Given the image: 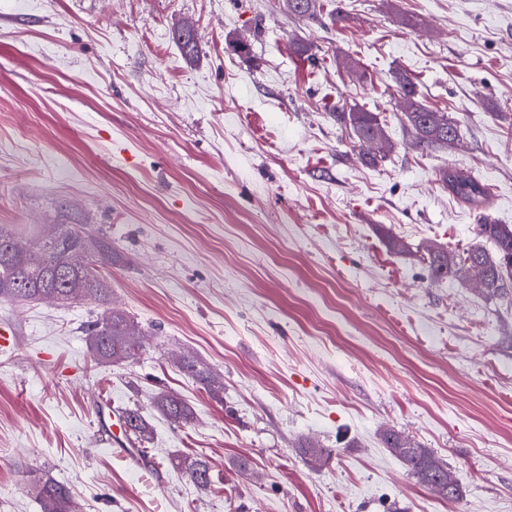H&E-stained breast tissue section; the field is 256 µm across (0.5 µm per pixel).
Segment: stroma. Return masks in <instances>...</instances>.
I'll return each mask as SVG.
<instances>
[{
  "label": "stroma",
  "mask_w": 512,
  "mask_h": 512,
  "mask_svg": "<svg viewBox=\"0 0 512 512\" xmlns=\"http://www.w3.org/2000/svg\"><path fill=\"white\" fill-rule=\"evenodd\" d=\"M322 2L303 21L284 0H0V225L109 236L112 306L146 341L104 362L94 303L0 298V512H42L47 482L76 512H512V295L432 280L426 251L512 224V0ZM239 37L249 55L228 49ZM401 72L459 121L458 147L406 144ZM344 104L384 117L377 165L337 125ZM446 171L488 200L457 197ZM187 351L223 401L181 372ZM163 390L193 422L157 410ZM127 408L151 436L125 454ZM388 430L446 463L460 497L408 475ZM307 440L331 460L311 464ZM195 455L204 489L176 465ZM442 181L456 195L473 204H481L485 201L488 191L486 186L475 176L463 172H444ZM156 407L170 422L187 424L194 419L193 407L178 395L160 393L156 400Z\"/></svg>",
  "instance_id": "1"
}]
</instances>
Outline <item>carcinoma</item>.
<instances>
[{"label":"carcinoma","mask_w":512,"mask_h":512,"mask_svg":"<svg viewBox=\"0 0 512 512\" xmlns=\"http://www.w3.org/2000/svg\"><path fill=\"white\" fill-rule=\"evenodd\" d=\"M175 42L187 54L196 50L193 29L184 26L174 32ZM399 97L403 100L401 125L410 137L411 145L418 149H448L457 144L460 128L457 120L441 113L443 126L452 134L447 142L434 134L433 115L430 109L417 97L415 83L405 74L396 77ZM336 123L348 128L357 139L362 159L374 165L385 155L373 154L369 150L367 134L376 130L378 140L386 139L383 119L380 113L370 112L357 105L341 107L336 111ZM442 181L456 195L473 204L485 201L486 186L475 176L463 173H443ZM476 235L491 242L493 251L481 246H472L463 252L450 251L444 259L430 258L429 273L433 280L450 278L463 285L467 276L473 274L485 279L484 292L488 296H503L512 292V264L502 261L504 255L512 256V225L497 224L486 220L477 225ZM116 255L112 239L108 236L92 235L81 224H57L50 234L27 246L18 243L15 236L0 225V297L17 301H52L58 304L72 300H90L101 307L96 319L87 325L85 332L88 345L94 357L113 363L129 362L136 359L144 343L141 334L123 314L108 307L110 285L101 275L100 269L112 265ZM180 369L202 385L208 394L222 399L224 384L217 381L211 371L195 356L180 357ZM156 407L170 422L187 424L194 419L193 407L174 394L161 393ZM127 432L138 442L150 438L151 428L136 408L124 412ZM388 448L398 451V456L407 472L426 487L432 489L440 481H448L454 472L426 449L407 442L393 431L382 435ZM335 453L333 448H323L309 443L305 455L316 464L327 463ZM177 465L185 472L189 481L204 488L210 483V467L202 457L180 459ZM42 512H75L73 501L66 486L47 482L40 489Z\"/></svg>","instance_id":"carcinoma-1"}]
</instances>
